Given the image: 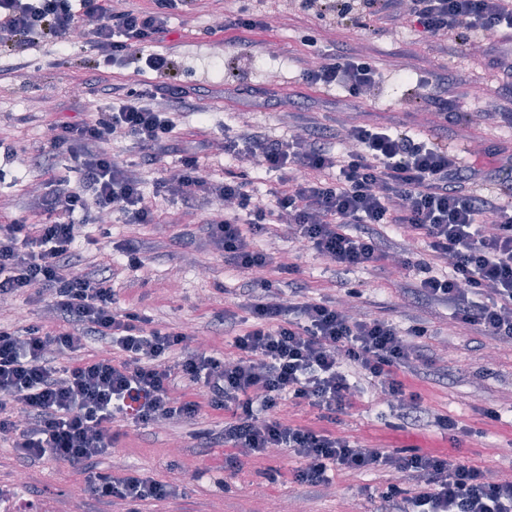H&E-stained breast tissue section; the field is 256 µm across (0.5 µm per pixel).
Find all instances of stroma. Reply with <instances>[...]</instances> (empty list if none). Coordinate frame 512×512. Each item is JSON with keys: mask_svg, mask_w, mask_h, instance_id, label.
<instances>
[{"mask_svg": "<svg viewBox=\"0 0 512 512\" xmlns=\"http://www.w3.org/2000/svg\"><path fill=\"white\" fill-rule=\"evenodd\" d=\"M260 8L272 17L271 29L231 34L224 30V0H196L191 9L173 16L169 34L154 47L176 62L178 79L208 112L205 126L194 115L179 117L175 140L181 152L198 157L215 179L229 171H248L261 199L277 185L275 176L246 168L220 147L222 128L234 126L245 114L276 136L299 129L308 116L340 131L369 123L431 133L433 117L424 103L391 77L402 64L416 76L454 72L451 94L466 110L459 122L449 124L448 145L466 162L493 169L504 193L512 194V127L486 116L487 111L512 106V87H505L486 56L466 46L448 55L437 53L407 28L394 35L358 28L339 32L322 27L314 17L294 14L289 0H262ZM308 27L319 29L322 39L337 38L348 48L370 54L385 82L360 99L305 85L296 60L309 52L301 41ZM91 55L73 38L61 47L0 58V66L9 70L0 76V140L15 149L11 156L0 150V224L21 218L42 223V216L28 208L42 183L59 176L78 182V164L71 155H60L47 170L28 164L29 154L46 142L54 123L87 118L103 88H145L161 81L160 75H139L131 66L96 74ZM157 205L155 224H128L116 215L107 236L97 225H87L88 241L80 246L86 263L92 270L114 264L112 286L119 307L144 313L158 326L185 330L207 343L215 356L232 355L234 330L231 324L216 323L214 316L226 311L244 317L241 303L248 280L225 273L223 257L204 245V224L215 216L216 205L202 202L188 212L170 200H158ZM127 238L141 245V268L118 261L115 245ZM255 244L295 257L297 274L279 273L273 265L265 270V277L280 286L295 281L306 285L307 297L333 300L346 285H357L363 291L364 312L393 319L403 328L420 320L431 330L422 341L430 363L410 366L402 374L424 411L420 421L407 419V407L385 401L364 377L354 378L356 404L336 423L290 403L281 412L286 421L328 428L370 448H439L467 457L498 477H512V343L470 328L449 330L446 306L413 298L416 274L404 276L378 267L341 272L301 248L283 224L272 225ZM0 323L50 328L55 317L46 302L23 295L0 306ZM489 408L496 410L497 419L485 417ZM441 414L466 428L459 443L441 438L434 425ZM223 420L222 413L205 407L192 425L121 429L101 468L115 475L136 471L171 483L173 495L141 506L140 512H268L274 501L283 512H385L378 496L390 478L384 471L336 472L330 483L311 486L291 478L298 459L271 456L246 460L236 474L220 475L224 448L199 449L193 433L220 428ZM22 473L28 479L21 484L17 477ZM0 512H125V507L90 495L79 467L54 461L23 464L8 443L0 441Z\"/></svg>", "mask_w": 512, "mask_h": 512, "instance_id": "stroma-1", "label": "stroma"}]
</instances>
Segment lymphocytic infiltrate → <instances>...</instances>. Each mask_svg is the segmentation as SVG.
<instances>
[{"label": "lymphocytic infiltrate", "mask_w": 512, "mask_h": 512, "mask_svg": "<svg viewBox=\"0 0 512 512\" xmlns=\"http://www.w3.org/2000/svg\"><path fill=\"white\" fill-rule=\"evenodd\" d=\"M189 2L153 0L144 9L124 0L119 9L112 0H0V49L59 45L77 33L95 52L97 70L133 63L169 78L155 89L100 100L92 119L58 123L30 156L31 167L42 169L69 152L81 177L76 185L58 180L34 199V209L51 215V223L0 225V299L48 300L59 321L51 331L0 326V440L10 442L20 461L75 465L91 495L136 507L166 498L169 488L136 472L100 471L117 440V423H184L206 406L224 412V427L198 431L199 445L227 447L225 470L237 471L242 458L280 451L299 459L293 476L301 484L328 483L333 470L383 469L415 480V499L428 512H512V481L493 478L469 460L421 448H363L281 417L288 401L335 420L353 405L352 370L385 395L408 400L398 374L411 361H426L416 340L427 329L403 330L383 317L353 315L345 303L308 298L301 284L284 300L261 276L273 256L254 245L269 225L284 224L302 246L343 271L388 262L418 270V301L449 305L455 324L511 342L512 202L494 190L491 175L465 164L447 142L368 124L339 134L316 124L287 138L248 122L225 128V155L256 160L278 174L282 187L264 204L254 201L245 175L214 181L189 156L146 194L141 168L176 149L173 113L207 117L172 81L174 62L146 50ZM383 2L391 22L409 14L413 30L442 52L451 42L482 44L497 35L512 41V0H299V7L346 28L375 17ZM303 41L310 52L300 71L308 86L357 98L384 79L370 56L333 41L319 44L310 34ZM394 75L412 83L440 128L463 112V103L448 96L452 74L414 78L399 68ZM160 94L167 110L146 103ZM119 137L133 141L138 161L113 159L109 146ZM162 194L188 209L208 198L225 203L223 218L205 228L206 242L223 254L225 267L252 278L231 357H215L187 333L153 326L147 315L118 311L111 267H86L78 248L86 223L115 213L129 224L157 223L152 198ZM376 224L422 241L429 260L391 258L372 230ZM103 340L109 352L63 362V355ZM179 383L181 395L174 392ZM196 384L204 387V400L188 394Z\"/></svg>", "instance_id": "f902f5d3"}]
</instances>
